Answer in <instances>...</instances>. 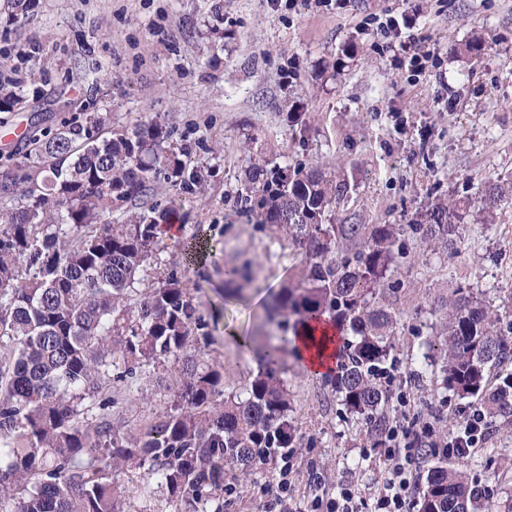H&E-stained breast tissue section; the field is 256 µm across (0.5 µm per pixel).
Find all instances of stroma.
Instances as JSON below:
<instances>
[{
	"label": "stroma",
	"mask_w": 512,
	"mask_h": 512,
	"mask_svg": "<svg viewBox=\"0 0 512 512\" xmlns=\"http://www.w3.org/2000/svg\"><path fill=\"white\" fill-rule=\"evenodd\" d=\"M36 0L32 20L0 12V79L22 86L26 107L0 112V163L28 148V137L82 119L108 116L120 130L163 120L171 148L201 171L204 188L154 182V199L180 212L141 272L148 291L169 273L184 282L217 341L207 353L223 364L224 386L242 390L258 370L236 335L260 336L280 285L300 265L301 250L277 239L246 210L251 164L319 165L351 190L336 204L340 224H405L428 202L468 201L454 251L420 249L404 234L407 254L386 299L398 336L386 362L395 382L387 416H417L438 434L462 425L479 399L446 390L440 366L424 361L442 340L439 306L457 287L497 310L512 343V199L493 213L478 199L488 184L512 180V0ZM414 35L431 57L409 66L401 45ZM478 40L480 55H460ZM203 234V257L184 245ZM251 262L252 278L233 269ZM290 416L302 444L291 454L288 512H308L319 493L352 485L370 500L390 469L375 454L372 423L349 413L324 377L286 354ZM169 368L135 384L115 383V414L137 432L169 409ZM492 431L472 454L448 461L483 489L492 512L512 501V427ZM274 470L231 479L224 512H269Z\"/></svg>",
	"instance_id": "obj_1"
}]
</instances>
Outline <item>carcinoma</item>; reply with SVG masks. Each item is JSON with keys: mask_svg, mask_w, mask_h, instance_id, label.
I'll return each instance as SVG.
<instances>
[{"mask_svg": "<svg viewBox=\"0 0 512 512\" xmlns=\"http://www.w3.org/2000/svg\"><path fill=\"white\" fill-rule=\"evenodd\" d=\"M34 0H7L27 18ZM24 103L0 83V112ZM104 118L32 136L24 160L0 165V512H126L129 489L151 512H224L226 478L273 465L297 447L289 420L282 351L264 336L257 374L224 391V365L205 358L213 337L181 278L148 293L140 272L175 209L142 206L166 168L185 175L171 131L154 121L102 133ZM245 208L302 249L296 277L274 295L269 324L298 336L328 316L347 332L328 376L348 410L377 423L388 402L381 378L397 318L384 305L405 229L448 251L460 238L465 204L432 202L403 224H337L344 180L301 165H251ZM512 196L491 185L482 208ZM125 209V221L106 217ZM439 348L443 382L482 396L488 416L512 426V373L489 388L486 374L512 347L499 315L470 292L445 305ZM171 363L174 401L135 435L112 413V383ZM429 467L419 512H479L480 496L448 456Z\"/></svg>", "mask_w": 512, "mask_h": 512, "instance_id": "cac0c4a2", "label": "carcinoma"}]
</instances>
